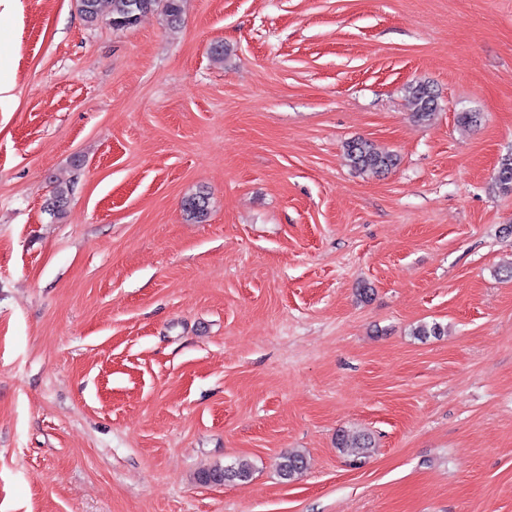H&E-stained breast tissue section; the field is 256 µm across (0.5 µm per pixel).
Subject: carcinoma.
<instances>
[{"label": "carcinoma", "mask_w": 512, "mask_h": 512, "mask_svg": "<svg viewBox=\"0 0 512 512\" xmlns=\"http://www.w3.org/2000/svg\"><path fill=\"white\" fill-rule=\"evenodd\" d=\"M77 6L84 20L93 24L103 15L109 17L116 30L135 26L144 15L159 10L170 24H178L182 17V0H77ZM408 103L413 117L419 121H428L437 111V96L431 86L425 82H414L406 88ZM345 156L350 165L359 171L381 172L395 165L396 158L389 152L376 149L365 140L353 139L344 146ZM495 184L504 190L512 189V156L502 159L496 175ZM209 198L204 193L185 198L183 210L193 219L201 220L208 213ZM336 445L352 461L357 462L368 455L372 447L371 437L367 434H349L342 431L336 435ZM305 467V458L299 453H286L277 464L280 476L286 480L293 478ZM252 467L249 463L238 461L228 466L215 467L203 474L206 482H225L245 480L250 477Z\"/></svg>", "instance_id": "1"}]
</instances>
